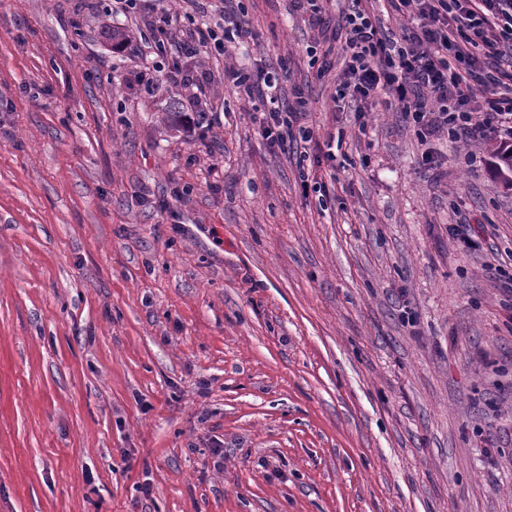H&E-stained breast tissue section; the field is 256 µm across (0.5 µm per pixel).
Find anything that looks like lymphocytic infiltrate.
Masks as SVG:
<instances>
[{
  "label": "lymphocytic infiltrate",
  "mask_w": 512,
  "mask_h": 512,
  "mask_svg": "<svg viewBox=\"0 0 512 512\" xmlns=\"http://www.w3.org/2000/svg\"><path fill=\"white\" fill-rule=\"evenodd\" d=\"M293 2L332 26L318 72L326 74L332 56H340L342 94L392 96L420 131L443 129L453 142L512 139V66L496 64L503 47L512 48V0H388L412 22L399 35L385 32L366 9L333 21L324 0ZM302 118L280 104L262 113L260 129L271 148L284 150Z\"/></svg>",
  "instance_id": "f902f5d3"
}]
</instances>
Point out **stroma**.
Here are the masks:
<instances>
[{
    "instance_id": "35a3bbf8",
    "label": "stroma",
    "mask_w": 512,
    "mask_h": 512,
    "mask_svg": "<svg viewBox=\"0 0 512 512\" xmlns=\"http://www.w3.org/2000/svg\"><path fill=\"white\" fill-rule=\"evenodd\" d=\"M226 12L206 118L162 123L195 107L156 20L175 52ZM324 37L291 0H0V512H512V189L353 111ZM257 66L309 144L269 149ZM247 31L243 27L240 20L226 21L224 26L218 30L207 28L206 31H199L197 39H194L200 47L206 49H215L224 51L228 44L235 43L237 39H241ZM227 78L237 86L244 87V90L249 95L255 89L260 92L262 90L264 95L268 89H272L278 83L276 73L268 71L263 66L257 67L249 74H242L239 71H230L227 72Z\"/></svg>"
}]
</instances>
